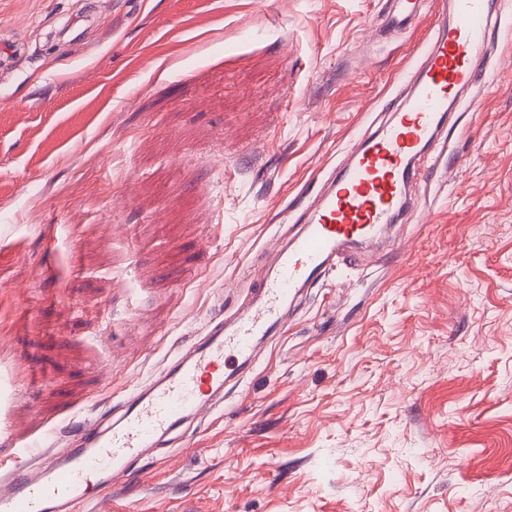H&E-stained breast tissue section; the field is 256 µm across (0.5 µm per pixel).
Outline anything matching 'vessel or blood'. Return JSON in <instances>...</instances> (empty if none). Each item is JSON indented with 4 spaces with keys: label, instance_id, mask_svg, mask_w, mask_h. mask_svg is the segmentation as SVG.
<instances>
[{
    "label": "vessel or blood",
    "instance_id": "1",
    "mask_svg": "<svg viewBox=\"0 0 512 512\" xmlns=\"http://www.w3.org/2000/svg\"><path fill=\"white\" fill-rule=\"evenodd\" d=\"M452 21L429 38L408 94L370 135L360 137L301 232L230 324L215 323L191 349L129 391L120 409L87 423L57 449L23 443L0 457V512H75L90 486L125 481L129 461L187 421L212 412L226 382L288 320L302 288L315 283L352 244L374 237L402 211L419 179L418 162L447 122L449 106L487 76L483 48L495 33L490 0H440Z\"/></svg>",
    "mask_w": 512,
    "mask_h": 512
}]
</instances>
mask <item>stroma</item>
Listing matches in <instances>:
<instances>
[{
    "mask_svg": "<svg viewBox=\"0 0 512 512\" xmlns=\"http://www.w3.org/2000/svg\"><path fill=\"white\" fill-rule=\"evenodd\" d=\"M389 0H0V455L248 302L435 25ZM414 202L111 512H512V44Z\"/></svg>",
    "mask_w": 512,
    "mask_h": 512,
    "instance_id": "stroma-1",
    "label": "stroma"
}]
</instances>
